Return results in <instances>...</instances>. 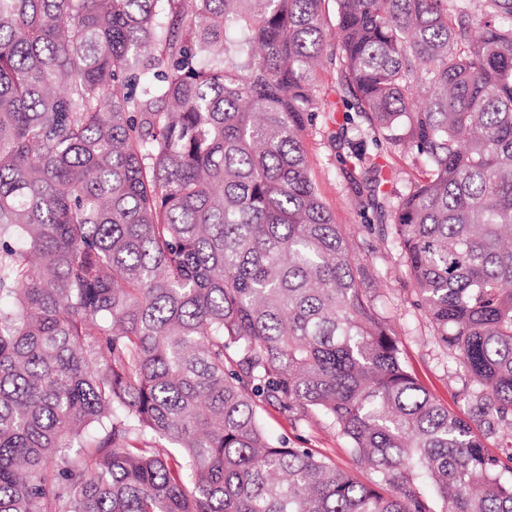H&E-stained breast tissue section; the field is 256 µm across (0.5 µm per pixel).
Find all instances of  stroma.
<instances>
[{
	"label": "stroma",
	"instance_id": "35a3bbf8",
	"mask_svg": "<svg viewBox=\"0 0 512 512\" xmlns=\"http://www.w3.org/2000/svg\"><path fill=\"white\" fill-rule=\"evenodd\" d=\"M356 137V131L351 130L342 141L336 136L335 125L320 118L310 122L302 135L310 176L333 222L347 226L354 248L369 265L372 279L366 289L374 296L379 313L394 325L409 371L443 406L466 412L465 378L433 340L430 324L416 304L413 285L399 251L375 231V215L363 210L351 190L348 172L340 158L348 150V141ZM262 416L275 437L295 447L317 449L337 467L351 468L345 443L334 430L318 423L294 422L272 405L265 406Z\"/></svg>",
	"mask_w": 512,
	"mask_h": 512
}]
</instances>
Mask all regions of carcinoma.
Returning a JSON list of instances; mask_svg holds the SVG:
<instances>
[{"label":"carcinoma","instance_id":"1","mask_svg":"<svg viewBox=\"0 0 512 512\" xmlns=\"http://www.w3.org/2000/svg\"><path fill=\"white\" fill-rule=\"evenodd\" d=\"M325 2L0 0V512H512V0ZM327 57L339 132L420 162L344 157L465 417L311 180ZM319 100L326 108L335 104L336 108V63L326 61L313 75ZM383 149L385 162L389 166L388 171L393 172L397 188L405 191L418 174L414 156L401 147L384 146ZM262 416L267 429L278 438L286 440L291 446L316 448L329 456L337 467L352 468V462L345 450V443L334 430L323 424L294 423L288 414L277 406L265 405Z\"/></svg>","mask_w":512,"mask_h":512}]
</instances>
